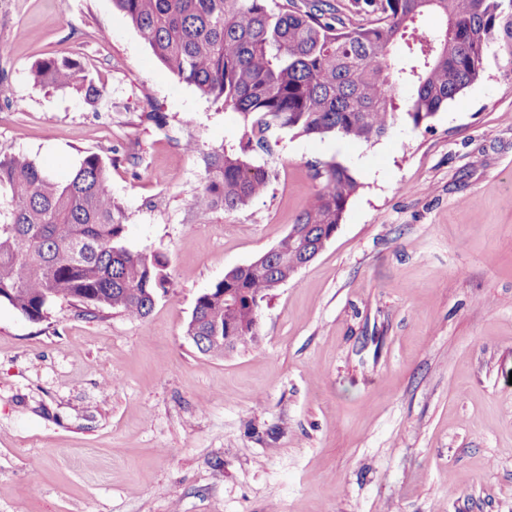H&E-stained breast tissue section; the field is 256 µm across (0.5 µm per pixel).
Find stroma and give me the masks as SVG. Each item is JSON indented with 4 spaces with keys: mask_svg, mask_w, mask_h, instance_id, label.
<instances>
[{
    "mask_svg": "<svg viewBox=\"0 0 512 512\" xmlns=\"http://www.w3.org/2000/svg\"><path fill=\"white\" fill-rule=\"evenodd\" d=\"M58 55L103 99L33 83ZM242 135L112 0H0V156L60 179L111 159L126 246L173 282L142 319L0 305V512H512V29L429 128L280 132L265 197L197 213L204 152ZM328 160L360 183L337 231L257 342L200 353L197 297L279 242Z\"/></svg>",
    "mask_w": 512,
    "mask_h": 512,
    "instance_id": "1",
    "label": "stroma"
}]
</instances>
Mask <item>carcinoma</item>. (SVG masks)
<instances>
[{
    "mask_svg": "<svg viewBox=\"0 0 512 512\" xmlns=\"http://www.w3.org/2000/svg\"><path fill=\"white\" fill-rule=\"evenodd\" d=\"M180 81L237 114L243 141L204 153L192 195L202 214L231 212L264 196L277 172L253 161L283 130L368 144L402 120L428 125L474 83L512 0H353L343 15L328 0H112ZM443 25L423 30L422 17ZM35 83L73 89L97 103L103 90L67 56L43 59ZM409 91L407 97L400 90ZM319 189L291 230L311 249L342 222L360 183L338 161L310 164ZM108 162L84 155L59 181L34 161L0 157V303L41 321L66 301L85 316L117 310L139 319L171 288L166 256L124 244L127 214L108 188ZM274 262L225 273L196 299L186 333L199 352L222 356L211 336L258 335L254 308L303 259L282 238Z\"/></svg>",
    "mask_w": 512,
    "mask_h": 512,
    "instance_id": "carcinoma-1",
    "label": "carcinoma"
}]
</instances>
